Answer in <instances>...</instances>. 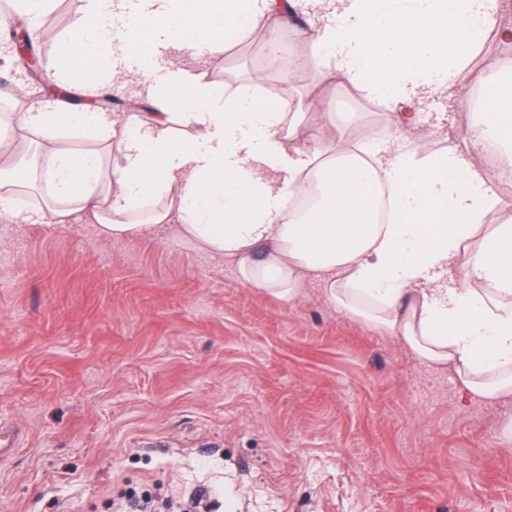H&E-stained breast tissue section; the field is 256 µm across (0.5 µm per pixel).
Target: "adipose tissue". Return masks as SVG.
<instances>
[{
	"instance_id": "adipose-tissue-1",
	"label": "adipose tissue",
	"mask_w": 512,
	"mask_h": 512,
	"mask_svg": "<svg viewBox=\"0 0 512 512\" xmlns=\"http://www.w3.org/2000/svg\"><path fill=\"white\" fill-rule=\"evenodd\" d=\"M506 0H88L87 19L61 49L57 82L86 88L131 74L129 53L156 67L185 65L221 50L225 37L265 27L277 32L302 7L323 74L392 103L396 146L374 148L367 163L342 165L344 147H295L275 100L255 91L226 94L203 73L170 82L144 79L148 122L120 126L109 112L39 102L18 124L54 140L44 181L53 206L41 222L93 219L126 239L146 226L178 221L202 247L237 262L243 284L296 298L315 272L329 295L378 321L437 369L454 370L468 394L512 396V224L481 228L506 202L471 154L448 145L418 159L411 133L426 99L463 85L487 31L512 42L500 23ZM472 139L512 158V67L485 79ZM192 127V138L173 132ZM115 145L120 161L103 176L99 152L72 140ZM111 186L101 196V180ZM392 191L393 218L374 221L373 181ZM150 213H143L146 203ZM481 244L468 261L472 239Z\"/></svg>"
}]
</instances>
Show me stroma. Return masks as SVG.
<instances>
[{
	"instance_id": "stroma-1",
	"label": "stroma",
	"mask_w": 512,
	"mask_h": 512,
	"mask_svg": "<svg viewBox=\"0 0 512 512\" xmlns=\"http://www.w3.org/2000/svg\"><path fill=\"white\" fill-rule=\"evenodd\" d=\"M87 0L43 18L44 74ZM265 87L242 47L195 63ZM309 62L303 127L345 143L386 112ZM41 89L0 65L12 127ZM467 91L426 100L422 142L475 152ZM0 512H512V397L485 401L310 278L281 300L171 225L0 221Z\"/></svg>"
}]
</instances>
